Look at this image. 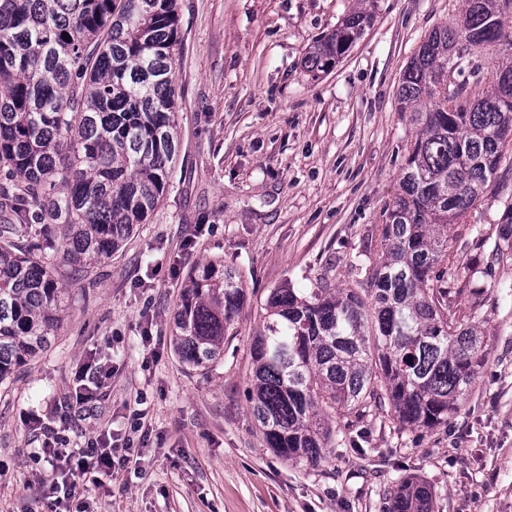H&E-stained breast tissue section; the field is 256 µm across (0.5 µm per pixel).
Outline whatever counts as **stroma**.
Returning a JSON list of instances; mask_svg holds the SVG:
<instances>
[{"label": "stroma", "mask_w": 512, "mask_h": 512, "mask_svg": "<svg viewBox=\"0 0 512 512\" xmlns=\"http://www.w3.org/2000/svg\"><path fill=\"white\" fill-rule=\"evenodd\" d=\"M178 3L173 184L109 259L57 264L63 321L0 383V512H50L61 472L38 457L46 438L79 450L104 429L130 451L112 476L81 479L73 505L87 512H387L410 475L430 486L433 512H512V261L486 264L494 196L448 227L474 272L457 311L489 358L447 427L339 414L336 445L312 468L265 447L246 397L270 291L364 278L418 132L400 109L402 74L459 0ZM359 8L372 26L330 71L308 72L310 47ZM215 257L241 273L247 304L223 362L201 374L175 354L170 326L187 273ZM92 355L109 376L80 410Z\"/></svg>", "instance_id": "35a3bbf8"}]
</instances>
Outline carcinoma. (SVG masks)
Here are the masks:
<instances>
[{
	"mask_svg": "<svg viewBox=\"0 0 512 512\" xmlns=\"http://www.w3.org/2000/svg\"><path fill=\"white\" fill-rule=\"evenodd\" d=\"M512 0H462L408 63L401 110L424 114L400 192L379 229L381 260L344 288L273 289L250 343L248 391L265 447L317 466L327 417L388 408L404 427L448 426L489 357L452 304L457 256L448 225L493 189L503 206L489 262L512 258V65L477 57L503 43ZM343 19L304 65L329 71L370 28ZM69 39H64V35ZM176 0H0V382L48 346L63 311L55 263L112 255L169 191L179 152ZM455 78L453 91L444 82ZM475 77L470 82L465 76ZM492 80L490 93L476 90ZM68 190L55 195L57 181ZM247 301L222 260L188 275L173 318L180 359L206 372ZM417 476L390 491L388 512H431Z\"/></svg>",
	"mask_w": 512,
	"mask_h": 512,
	"instance_id": "carcinoma-1",
	"label": "carcinoma"
}]
</instances>
